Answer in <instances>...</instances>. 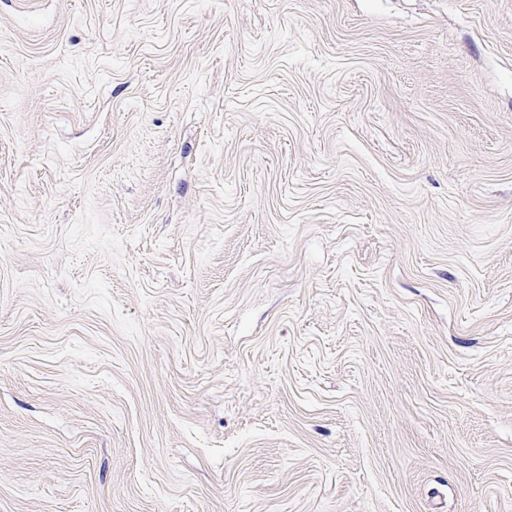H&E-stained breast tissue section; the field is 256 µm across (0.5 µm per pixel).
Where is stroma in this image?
<instances>
[{
  "mask_svg": "<svg viewBox=\"0 0 512 512\" xmlns=\"http://www.w3.org/2000/svg\"><path fill=\"white\" fill-rule=\"evenodd\" d=\"M0 512H512V0H0Z\"/></svg>",
  "mask_w": 512,
  "mask_h": 512,
  "instance_id": "obj_1",
  "label": "stroma"
}]
</instances>
